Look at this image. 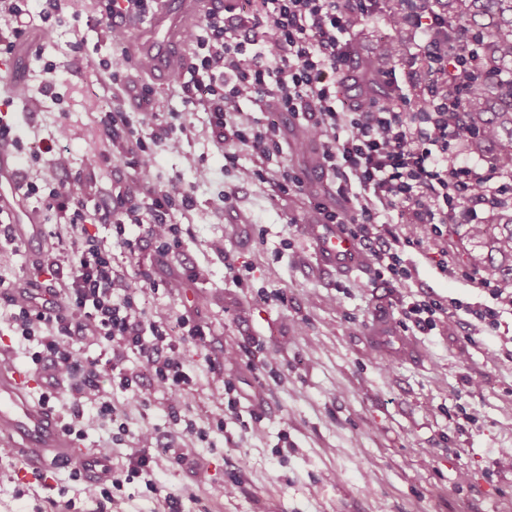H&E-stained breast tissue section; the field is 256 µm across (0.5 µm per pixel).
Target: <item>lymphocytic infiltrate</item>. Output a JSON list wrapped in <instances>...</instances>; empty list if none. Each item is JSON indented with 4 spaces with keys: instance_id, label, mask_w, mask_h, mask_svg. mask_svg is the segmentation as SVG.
Listing matches in <instances>:
<instances>
[{
    "instance_id": "f902f5d3",
    "label": "lymphocytic infiltrate",
    "mask_w": 512,
    "mask_h": 512,
    "mask_svg": "<svg viewBox=\"0 0 512 512\" xmlns=\"http://www.w3.org/2000/svg\"><path fill=\"white\" fill-rule=\"evenodd\" d=\"M445 2L253 0L243 9L225 0L185 34L191 55L182 65L183 103L186 111L207 113L226 165H235L238 150H247L264 162L254 173L256 181L273 183L283 194L312 195L311 182L283 158V128L274 115L285 112L301 121L319 146L324 175L345 203L341 210L317 203L324 223L344 225L365 242L375 225H410L405 237L372 251L378 276L400 282L411 277L407 249L439 240L445 226L480 224L485 214L512 204V189L493 160L467 156L471 134L459 118L464 103L449 93L448 80L455 72H474L478 60L471 53L449 58ZM373 20L382 22L389 35L367 57L357 36ZM149 66L147 59L132 63L122 54L104 60L116 92L111 110L100 118L106 139L122 147L124 164L146 183L147 201L120 192L91 211L84 203L90 183L79 180L65 191L53 187L43 196L35 183L24 182L25 198H38L44 210L79 230L80 237L64 254L46 243L34 263V278L52 283L46 299L0 279L13 308L12 332L39 344L33 363L49 364L53 378L72 396L66 431L80 438L109 420L135 442L126 478L151 472L154 431L129 429L107 402H99L96 415L85 416L82 403L99 401L96 378L111 373L119 387L130 391L131 404L150 406L151 388L123 366L128 353H138L155 382L167 389L170 408H177L194 383L180 348L206 341L199 323L181 318L173 324L165 309L144 306L143 295L157 290V283L141 272L122 277L112 263L113 249L88 231L95 224L113 225L114 249L130 255L145 241L161 257L179 244L177 227L166 217L193 205V187L178 180L152 184L149 145L158 142L176 152L181 139L174 125L158 121L162 105L150 87L138 91L147 111L133 116L123 105L129 69L143 72ZM418 70L426 76L425 85L405 92L400 78H412ZM246 100L267 105L270 117L244 110ZM129 224L137 227L136 238L126 237ZM87 339L106 341L111 358L84 357L81 344Z\"/></svg>"
}]
</instances>
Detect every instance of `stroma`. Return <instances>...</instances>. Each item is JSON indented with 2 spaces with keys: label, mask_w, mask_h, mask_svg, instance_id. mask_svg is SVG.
<instances>
[{
  "label": "stroma",
  "mask_w": 512,
  "mask_h": 512,
  "mask_svg": "<svg viewBox=\"0 0 512 512\" xmlns=\"http://www.w3.org/2000/svg\"><path fill=\"white\" fill-rule=\"evenodd\" d=\"M76 25L44 30V0H30V15L18 48L28 58L24 87L12 95L8 121L24 150L20 174L68 189L75 179L93 182L88 208L102 206L121 189L143 186L101 132L98 117L112 88L97 69L122 51L99 19L96 0H70ZM80 51H73L74 38ZM60 62L57 95L45 93L42 70ZM179 75L151 85L156 98L177 111L190 132L181 152L152 148L158 181L194 184L192 210H174L180 245L166 260L152 247L130 258L113 250L118 269L150 271L157 281L177 279L178 295L149 293L151 304L204 326L205 347L181 349L194 384L184 409L199 414L204 439L184 440L194 469L158 459L150 480L134 479L113 501L79 497V482L59 467L45 480L19 479L18 462L0 459V512H167L165 497L188 494L185 512H512V461L497 463V451L512 448V309L496 329L485 328L465 307L489 303L486 290L467 273L480 254L463 227L449 226L441 239L457 274L442 275L424 249H407L412 277L395 282L374 266L341 274L318 264L306 230L314 211L307 197L273 193L251 176L257 161L240 152L236 168L224 167V151L211 134L206 112L184 111ZM70 130L59 138L60 126ZM68 159L55 164L57 154ZM207 167L211 179L195 183ZM238 191L236 211L218 200L224 187ZM224 242L214 252L213 240ZM232 255L242 278L234 284L224 267ZM288 295L287 305L274 298ZM433 297L459 305L439 316L432 331L398 326L404 305ZM395 327L396 340L374 342L381 324ZM237 351L222 373L203 371L205 358ZM480 378V387L468 384ZM233 382L239 419L217 428L224 416V384ZM104 400L125 411L130 427L171 429L168 393L154 386L146 409L128 407V394L102 376ZM78 448L108 456L113 472L126 470L132 443L115 444L111 428L88 432Z\"/></svg>",
  "instance_id": "35a3bbf8"
}]
</instances>
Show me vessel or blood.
Listing matches in <instances>:
<instances>
[{"mask_svg":"<svg viewBox=\"0 0 512 512\" xmlns=\"http://www.w3.org/2000/svg\"><path fill=\"white\" fill-rule=\"evenodd\" d=\"M204 4L205 0H156L150 19L154 38L142 48L127 42L129 55H148L155 80H165L183 60V31L202 17ZM2 216L7 218L15 238L32 247L40 241L42 226L25 204L18 189L15 160L7 154H0ZM312 239L322 265L351 272L366 262L359 243L342 225H314ZM0 444L13 449L21 475L45 472L77 456L61 417L48 401L34 399L30 372L5 359H0Z\"/></svg>","mask_w":512,"mask_h":512,"instance_id":"obj_1","label":"vessel or blood"}]
</instances>
